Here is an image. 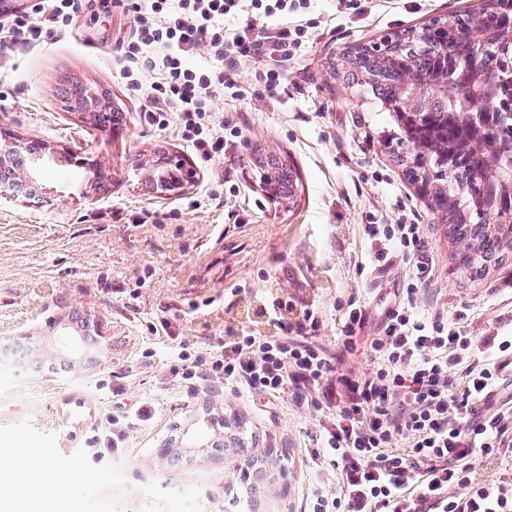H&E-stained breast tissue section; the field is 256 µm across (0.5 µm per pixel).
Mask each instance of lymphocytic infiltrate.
<instances>
[{
    "mask_svg": "<svg viewBox=\"0 0 512 512\" xmlns=\"http://www.w3.org/2000/svg\"><path fill=\"white\" fill-rule=\"evenodd\" d=\"M306 7L307 0H131L135 38L124 77L134 79L140 55L154 52L157 76L143 90L147 122H178L202 157L223 156L225 126L209 97L220 90L233 103L251 98L237 79L241 58L266 60L257 83L269 98L285 93L282 65L306 45ZM73 11L74 0H40L35 14L0 18V43L38 41L65 29ZM202 49L211 65L189 67ZM362 232L376 249L360 270L384 271L394 258L411 269L368 347L359 343L367 302L344 304L330 348L312 303L276 300L266 310L270 332L225 331L207 351H179L171 373L192 386L209 380L320 411L321 446L312 455L333 485L311 489L310 512H512V335L475 340L465 307L451 318L418 311L433 271L422 225L366 224ZM360 350L373 369L345 368ZM488 459L503 465L491 481L476 470Z\"/></svg>",
    "mask_w": 512,
    "mask_h": 512,
    "instance_id": "1",
    "label": "lymphocytic infiltrate"
}]
</instances>
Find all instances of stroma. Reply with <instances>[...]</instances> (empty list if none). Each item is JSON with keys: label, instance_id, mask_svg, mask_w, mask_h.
Listing matches in <instances>:
<instances>
[{"label": "stroma", "instance_id": "35a3bbf8", "mask_svg": "<svg viewBox=\"0 0 512 512\" xmlns=\"http://www.w3.org/2000/svg\"><path fill=\"white\" fill-rule=\"evenodd\" d=\"M476 3L389 0L346 14L336 0H309L316 38L289 62L286 95L234 107L213 94L212 111L240 130L214 161L201 159L178 125L146 123L145 99L124 79L119 55L134 32L130 0H77L65 33L0 53V125L106 167L102 181L74 164L46 167L37 203L0 183V349L31 355L23 369H0V448L24 459L47 451L88 480L80 491L45 488L47 497L67 512H228L238 475L231 458L207 449L218 438L198 423L208 414L243 418L256 438L252 452L284 459L288 487L271 499L272 512H305L322 479L311 460L316 411L210 383L187 391L169 371L174 341L203 343L238 324L264 329L272 300L294 296L313 302L328 345L338 303L368 302L360 337L372 338L407 270L396 261L380 277L358 275L370 252L361 227L389 223L403 208L423 225L435 260L419 306L469 304L472 336L512 333V252L479 277L460 267L445 225L386 151L389 114L339 76L350 47ZM70 81L123 110V127L103 132L73 111ZM258 145L296 169L294 198L274 200L261 188ZM162 157L187 170L179 188L149 187ZM163 318L168 342L153 331ZM84 320L96 335L70 351L64 339L79 335ZM146 404L152 414L130 426L122 452L100 457L102 420Z\"/></svg>", "mask_w": 512, "mask_h": 512}]
</instances>
